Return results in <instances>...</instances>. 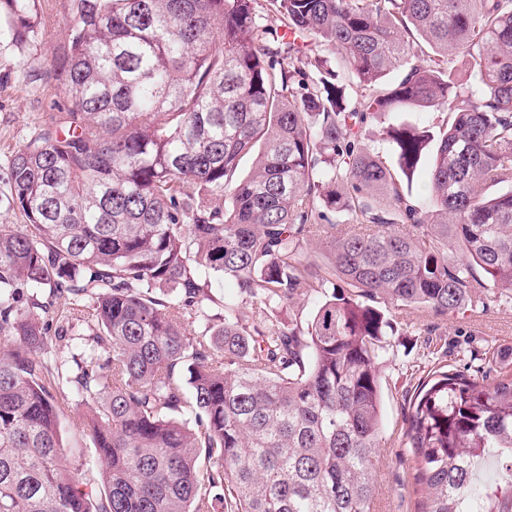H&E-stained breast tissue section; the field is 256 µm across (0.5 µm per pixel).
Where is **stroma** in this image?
I'll list each match as a JSON object with an SVG mask.
<instances>
[{
	"instance_id": "35a3bbf8",
	"label": "stroma",
	"mask_w": 512,
	"mask_h": 512,
	"mask_svg": "<svg viewBox=\"0 0 512 512\" xmlns=\"http://www.w3.org/2000/svg\"><path fill=\"white\" fill-rule=\"evenodd\" d=\"M65 102L58 82L33 76L30 65L0 69V224L24 218L11 201L9 160ZM399 326L381 379L382 446L374 475L371 512H419L413 462L403 446L408 400L420 379L439 364H483L489 350L512 349V295L492 294L487 306L459 315L391 311Z\"/></svg>"
}]
</instances>
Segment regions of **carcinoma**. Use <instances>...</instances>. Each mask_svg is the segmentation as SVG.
Here are the masks:
<instances>
[{"label":"carcinoma","mask_w":512,"mask_h":512,"mask_svg":"<svg viewBox=\"0 0 512 512\" xmlns=\"http://www.w3.org/2000/svg\"><path fill=\"white\" fill-rule=\"evenodd\" d=\"M269 2L282 33L256 0H70L45 69L66 101L10 159L27 223L0 224V512H369L387 313L512 294V0ZM40 10L0 0V43L44 48ZM301 36L330 53L313 82ZM406 104L450 115L424 208L363 144ZM383 136L407 170L431 139ZM213 275L235 293L212 297ZM83 311L66 357L44 318ZM495 361L436 367L410 397L421 512H512ZM59 386L91 457L62 444Z\"/></svg>","instance_id":"carcinoma-1"}]
</instances>
